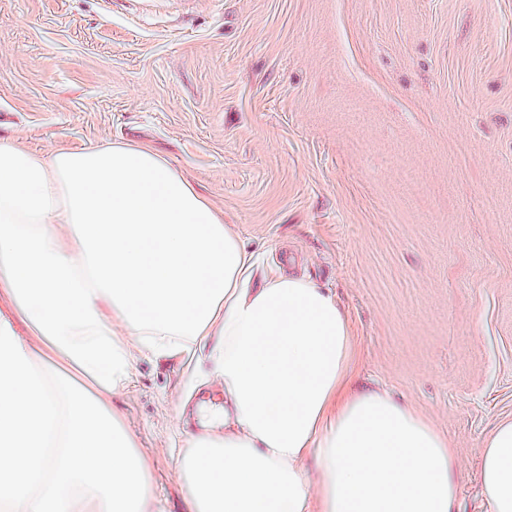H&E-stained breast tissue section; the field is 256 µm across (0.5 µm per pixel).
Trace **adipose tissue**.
I'll list each match as a JSON object with an SVG mask.
<instances>
[{
	"instance_id": "obj_1",
	"label": "adipose tissue",
	"mask_w": 512,
	"mask_h": 512,
	"mask_svg": "<svg viewBox=\"0 0 512 512\" xmlns=\"http://www.w3.org/2000/svg\"><path fill=\"white\" fill-rule=\"evenodd\" d=\"M252 267L150 149L0 141V298L37 339L0 318V512H158L109 399L135 353L207 345L224 430L186 442L187 512H457L447 439L353 387L336 299L301 276L250 287ZM481 482L489 512H512V418L483 442Z\"/></svg>"
}]
</instances>
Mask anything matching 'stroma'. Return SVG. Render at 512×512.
I'll list each match as a JSON object with an SVG mask.
<instances>
[{"mask_svg":"<svg viewBox=\"0 0 512 512\" xmlns=\"http://www.w3.org/2000/svg\"><path fill=\"white\" fill-rule=\"evenodd\" d=\"M0 141L167 158L351 322L355 377L448 440L460 512L512 417V0H0ZM137 356L112 398L161 512L223 397Z\"/></svg>","mask_w":512,"mask_h":512,"instance_id":"obj_1","label":"stroma"}]
</instances>
